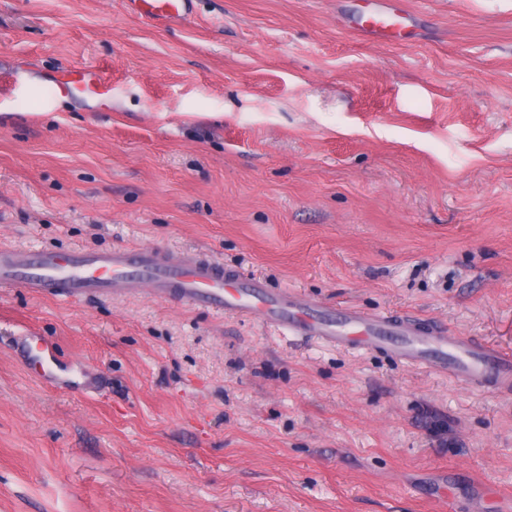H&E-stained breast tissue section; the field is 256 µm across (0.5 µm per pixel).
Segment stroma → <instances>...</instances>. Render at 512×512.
I'll list each match as a JSON object with an SVG mask.
<instances>
[{
  "instance_id": "35a3bbf8",
  "label": "stroma",
  "mask_w": 512,
  "mask_h": 512,
  "mask_svg": "<svg viewBox=\"0 0 512 512\" xmlns=\"http://www.w3.org/2000/svg\"><path fill=\"white\" fill-rule=\"evenodd\" d=\"M0 0V248L150 247L512 352V0ZM103 99L56 98L67 68ZM25 336L52 344L46 380ZM512 512V393L142 294L0 288V512ZM194 0H130L133 10L155 23L165 24L190 17ZM404 16L395 9L381 8L362 14L355 30L359 35L373 37L379 34L396 35L403 26ZM106 89L107 84L104 78L96 72L89 70L68 71L55 82L53 95L74 94L76 91L101 95L107 92Z\"/></svg>"
}]
</instances>
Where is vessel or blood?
<instances>
[{
  "mask_svg": "<svg viewBox=\"0 0 512 512\" xmlns=\"http://www.w3.org/2000/svg\"><path fill=\"white\" fill-rule=\"evenodd\" d=\"M135 12L165 24L190 17L193 0H130ZM403 16L392 8L362 14L359 35L398 34ZM104 78L93 71H70L54 84L57 94L101 95ZM0 286L24 288L62 300L108 296L128 291L155 298H174L216 311L244 314L276 326L289 335L316 338L337 346L391 352L407 363L449 374L479 386L492 381L512 387V353L478 345L462 336L417 329L413 322L393 316L373 317L350 308L329 309L294 296L285 288L225 269L204 259L170 256L153 248L112 251L0 250Z\"/></svg>",
  "mask_w": 512,
  "mask_h": 512,
  "instance_id": "1",
  "label": "vessel or blood"
}]
</instances>
